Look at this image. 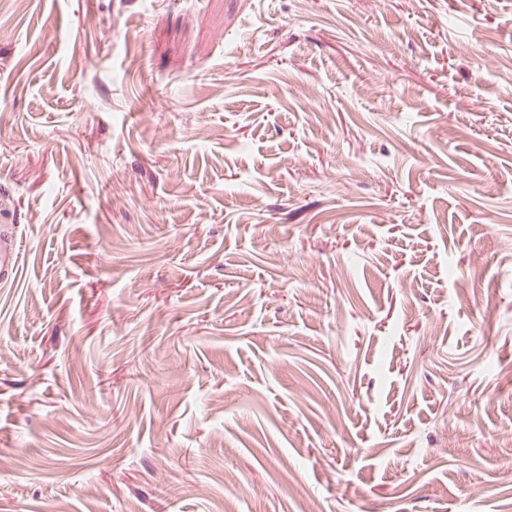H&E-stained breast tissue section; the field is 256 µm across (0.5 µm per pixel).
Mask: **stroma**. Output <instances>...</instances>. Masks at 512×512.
Here are the masks:
<instances>
[{
  "mask_svg": "<svg viewBox=\"0 0 512 512\" xmlns=\"http://www.w3.org/2000/svg\"><path fill=\"white\" fill-rule=\"evenodd\" d=\"M0 512H512V0H0ZM18 273L17 246L15 243L1 239L0 274L2 277L15 276Z\"/></svg>",
  "mask_w": 512,
  "mask_h": 512,
  "instance_id": "stroma-1",
  "label": "stroma"
}]
</instances>
